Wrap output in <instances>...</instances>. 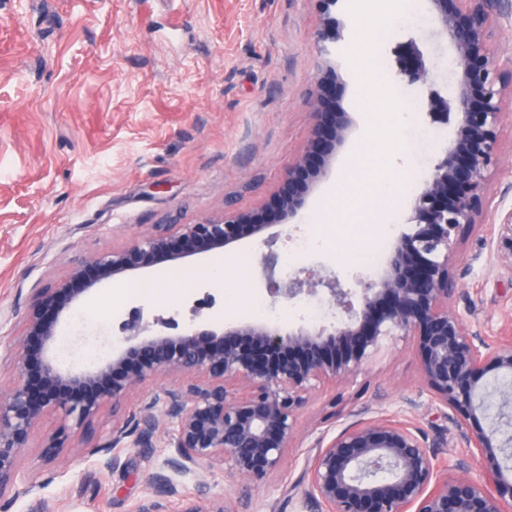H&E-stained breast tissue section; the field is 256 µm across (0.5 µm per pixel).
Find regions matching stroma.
Segmentation results:
<instances>
[{"mask_svg":"<svg viewBox=\"0 0 512 512\" xmlns=\"http://www.w3.org/2000/svg\"><path fill=\"white\" fill-rule=\"evenodd\" d=\"M361 9L360 0H338L327 12L318 0H0V353L22 334L19 313L30 307L33 289L64 275L76 258L123 247L154 225L194 224L228 207L265 212L280 224L272 207L283 173L307 145L308 95L330 50L341 62L325 96L344 112L347 137L275 250L284 253L305 225L331 224L342 206L358 247H368L387 209L377 186L414 163L404 131L430 124L418 111L383 128L379 107L395 87L419 102L430 90L446 92L453 51L433 27L412 29L397 16L366 17ZM386 29L392 38L379 40ZM323 31L330 38L321 42ZM409 42L424 53L430 86L404 73L399 48ZM378 54L386 61L381 72L372 64ZM503 126L490 205L481 226L463 233L461 292L452 301L470 330L492 338L512 334V270L500 261L511 248L483 230L512 214L510 105ZM210 260L195 254L130 272L126 282L143 288L136 296L122 295L124 282L112 281L69 303L63 327L80 312L94 323L60 337L58 350L100 344L116 352L119 326L136 308L152 334L162 331L158 316L181 325L195 317L212 328L257 320L244 298L265 295L262 267L254 264L245 281L225 273L220 289L203 281ZM298 267L338 275L352 289L377 277L331 251L310 253ZM207 293L215 306L192 314ZM162 384L146 381L119 411L104 409L83 428L47 413L20 453L21 477L0 498V512H39L43 502L55 512H134L164 452L121 449L120 466L111 470L83 441H106ZM409 399L419 404L415 419L426 434L447 428L450 456L466 455L421 382L412 337L389 336L354 376L312 389L277 471L249 483L229 478L219 463L203 479L231 512H303L294 486L317 441L363 407L395 412ZM63 429L67 449L44 462L43 444Z\"/></svg>","mask_w":512,"mask_h":512,"instance_id":"1","label":"stroma"}]
</instances>
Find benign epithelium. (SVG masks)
I'll return each instance as SVG.
<instances>
[{"mask_svg":"<svg viewBox=\"0 0 512 512\" xmlns=\"http://www.w3.org/2000/svg\"><path fill=\"white\" fill-rule=\"evenodd\" d=\"M439 34L454 49L451 97L429 95L423 111L448 119L456 110V138L437 156L433 173L416 194L413 229L393 243L380 277L357 294L336 276L307 270L268 292L289 301L329 293L336 322L299 325L286 331L267 323L202 329L193 323L179 333L149 335L141 310L121 325L124 344L112 360L88 370L65 371L54 355L60 297L77 300L103 281L201 252H219L268 225L253 212L233 209L177 231L158 227L121 249L72 261L68 273L33 289V308L22 313L26 334L5 360L21 374L35 372L49 387L28 380L0 399V498L20 474L19 454L41 416L58 410L80 427L103 404L116 408L145 381L167 376L171 383L140 407L130 424L112 429L106 451L134 436L137 448H167L162 466L148 475L152 495L135 512H166L163 498L179 495L177 478L196 475L225 461L235 478L260 481L276 471L294 434L298 412L311 389L345 379L377 352L385 336L416 339L423 385L464 439L471 454L448 460V437L428 439L414 422V400L388 413L364 408L359 418L328 441H319L300 482L312 512H506L512 507V338L490 340L467 328L451 307L460 292L456 255L461 234L480 223L503 132V108L512 103V75L499 69L490 49L495 21L506 0H429ZM408 76L426 84L432 74L415 43L405 48ZM336 74L328 66L312 93V129L306 156L282 176L284 215L305 206L308 156L329 162L347 133L342 112L322 109V90ZM172 425L160 435V418ZM66 433L43 447L50 459L65 447ZM477 468L480 474H472ZM182 512H230L224 501L189 503Z\"/></svg>","mask_w":512,"mask_h":512,"instance_id":"benign-epithelium-1","label":"benign epithelium"}]
</instances>
